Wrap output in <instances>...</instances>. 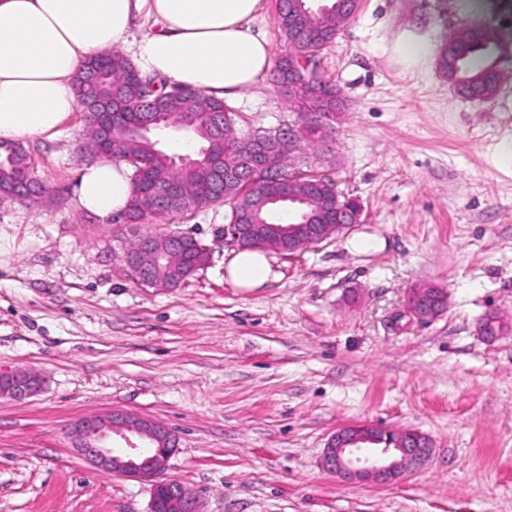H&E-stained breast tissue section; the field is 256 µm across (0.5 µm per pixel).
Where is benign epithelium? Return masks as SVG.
<instances>
[{
	"instance_id": "obj_1",
	"label": "benign epithelium",
	"mask_w": 512,
	"mask_h": 512,
	"mask_svg": "<svg viewBox=\"0 0 512 512\" xmlns=\"http://www.w3.org/2000/svg\"><path fill=\"white\" fill-rule=\"evenodd\" d=\"M285 60L288 61V84L283 86V92L289 102L298 104L301 117L309 118L315 107L307 86L312 80L321 81L319 60L301 51L288 54ZM81 107L86 112L118 111L110 96L83 102ZM336 214L334 224H276L274 228L288 235V253L293 254L360 223L362 210L356 200L338 193ZM226 231L238 247L252 242L251 224L230 223ZM158 251L159 247L152 241L139 240L123 258L126 271L140 284L159 283L150 276V266ZM447 303V293L442 288H413L407 293L400 316L428 322L441 316ZM41 388L42 378L34 371L19 369L0 373L1 398L24 400L36 395ZM112 435L125 441L127 450L123 454L116 455L107 446ZM73 438L75 450L96 469L150 483L153 497L149 512H158L161 506L173 512H202L199 498L187 492L178 480L166 476L175 438L165 426L136 414L114 410L108 415L82 419L75 426ZM433 448L432 439L417 431L355 424L338 429L328 439L322 465L344 483L387 485L415 474L429 461Z\"/></svg>"
}]
</instances>
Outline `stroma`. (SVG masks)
<instances>
[{
	"label": "stroma",
	"mask_w": 512,
	"mask_h": 512,
	"mask_svg": "<svg viewBox=\"0 0 512 512\" xmlns=\"http://www.w3.org/2000/svg\"><path fill=\"white\" fill-rule=\"evenodd\" d=\"M362 0L319 57L344 115L293 166L331 176L360 224L294 255L267 252V281L228 273L226 208L181 219L209 251L176 288L117 271L151 224L103 223L74 181L97 160L85 114L25 140L44 197L0 194V372L43 378L0 398V512H149L151 487L96 470L72 448L84 417L115 409L166 425L168 473L202 512H512V0ZM501 34L495 97L457 94L437 65L408 70L406 28L442 46L463 25ZM238 129L299 123L270 78L230 101ZM446 289L427 323L395 321L409 289ZM507 332L490 340L489 313ZM370 423L434 442L416 474L347 484L322 466L337 429ZM42 388L40 374L19 369L14 372L0 373V397L24 400L36 395Z\"/></svg>",
	"instance_id": "stroma-1"
}]
</instances>
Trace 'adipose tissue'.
Segmentation results:
<instances>
[{
  "label": "adipose tissue",
  "instance_id": "adipose-tissue-1",
  "mask_svg": "<svg viewBox=\"0 0 512 512\" xmlns=\"http://www.w3.org/2000/svg\"><path fill=\"white\" fill-rule=\"evenodd\" d=\"M263 0H0V140L54 135L78 106L73 78L85 59L127 41L141 13L155 25L137 46L138 64L173 86L231 99L272 65L270 45L250 27ZM408 69L434 53L428 34L402 30L392 44ZM132 192L125 163L81 170L75 195L102 220L123 212Z\"/></svg>",
  "mask_w": 512,
  "mask_h": 512
}]
</instances>
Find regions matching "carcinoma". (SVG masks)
<instances>
[{
  "instance_id": "obj_1",
  "label": "carcinoma",
  "mask_w": 512,
  "mask_h": 512,
  "mask_svg": "<svg viewBox=\"0 0 512 512\" xmlns=\"http://www.w3.org/2000/svg\"><path fill=\"white\" fill-rule=\"evenodd\" d=\"M329 13L321 21L329 22L328 35L318 32L317 21L308 11L306 0H281L278 28L287 43L302 49L324 51L355 16L353 0H330ZM451 53L438 54L439 69L448 79L469 87L482 100L492 98L499 87L495 76V56L500 36L491 26H466L448 39ZM97 74L112 90V100L127 106L124 122L112 128L110 159L122 161L132 169L133 196L118 218L124 224H143L149 219L170 220L191 204L219 205L230 209L238 224H286L290 212L298 224H334L336 210L323 201L335 187L329 176L309 172L303 185L288 183V153L275 154L269 160L266 188L253 178L260 158L238 150L235 125L239 121L223 100L188 91L180 96L154 100L143 88L153 79L141 78L132 62L119 53L86 61L79 69L75 85L77 98L89 95L87 79ZM148 112H157L172 120L187 121L189 130L201 142L195 164L183 167L175 156L147 140L136 122ZM33 178L26 149L19 143H0V187ZM178 184L187 188L183 198L161 199L165 187ZM208 253L199 240L184 236L174 253L162 252L152 266L154 275L175 288L202 269Z\"/></svg>"
}]
</instances>
